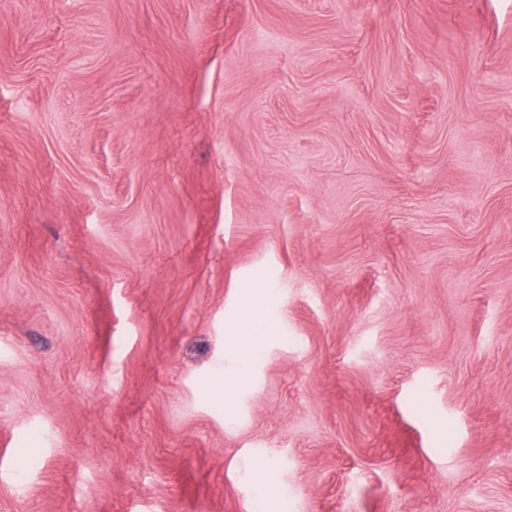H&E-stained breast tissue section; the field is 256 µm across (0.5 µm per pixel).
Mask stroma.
I'll return each instance as SVG.
<instances>
[{
  "mask_svg": "<svg viewBox=\"0 0 512 512\" xmlns=\"http://www.w3.org/2000/svg\"><path fill=\"white\" fill-rule=\"evenodd\" d=\"M1 440L0 512H512V0H0Z\"/></svg>",
  "mask_w": 512,
  "mask_h": 512,
  "instance_id": "1",
  "label": "stroma"
}]
</instances>
